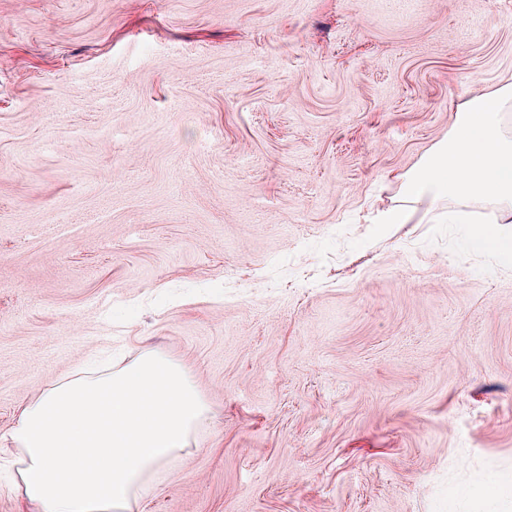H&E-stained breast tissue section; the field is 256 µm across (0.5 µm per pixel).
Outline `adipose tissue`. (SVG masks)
<instances>
[{"label": "adipose tissue", "instance_id": "ef3b65f1", "mask_svg": "<svg viewBox=\"0 0 512 512\" xmlns=\"http://www.w3.org/2000/svg\"><path fill=\"white\" fill-rule=\"evenodd\" d=\"M208 408L154 350L119 372L66 381L26 404L9 433L32 512H137L144 477L187 448Z\"/></svg>", "mask_w": 512, "mask_h": 512}]
</instances>
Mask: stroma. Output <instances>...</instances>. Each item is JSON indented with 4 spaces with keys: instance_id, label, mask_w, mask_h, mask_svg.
Wrapping results in <instances>:
<instances>
[{
    "instance_id": "1",
    "label": "stroma",
    "mask_w": 512,
    "mask_h": 512,
    "mask_svg": "<svg viewBox=\"0 0 512 512\" xmlns=\"http://www.w3.org/2000/svg\"><path fill=\"white\" fill-rule=\"evenodd\" d=\"M508 84L512 0H0V436L152 349L210 413L141 512H485L512 269L404 184Z\"/></svg>"
}]
</instances>
